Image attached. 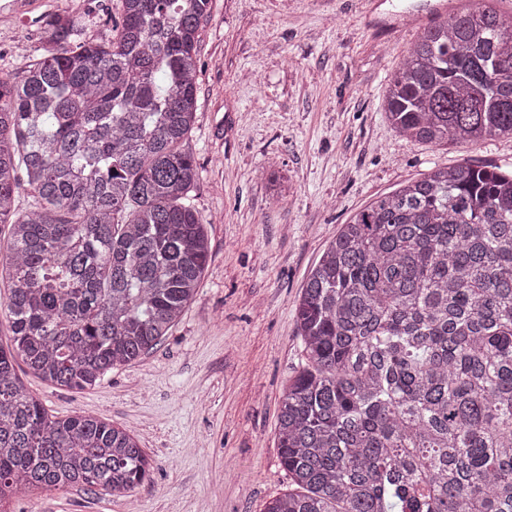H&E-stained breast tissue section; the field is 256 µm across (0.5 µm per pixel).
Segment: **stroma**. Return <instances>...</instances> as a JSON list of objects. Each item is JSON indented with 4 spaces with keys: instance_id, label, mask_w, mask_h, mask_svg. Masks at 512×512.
Here are the masks:
<instances>
[{
    "instance_id": "1",
    "label": "stroma",
    "mask_w": 512,
    "mask_h": 512,
    "mask_svg": "<svg viewBox=\"0 0 512 512\" xmlns=\"http://www.w3.org/2000/svg\"><path fill=\"white\" fill-rule=\"evenodd\" d=\"M427 0H212L198 47L191 200L211 258L170 336L91 390L21 379L58 417L132 430L155 463L115 498L81 488L17 495L12 512H263L288 490L277 414L304 361L300 289L342 224L438 167L512 170V137L427 147L390 125L391 74ZM66 11L107 39L116 0H25L0 18V77L42 52L40 17Z\"/></svg>"
}]
</instances>
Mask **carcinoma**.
Listing matches in <instances>:
<instances>
[{"mask_svg":"<svg viewBox=\"0 0 512 512\" xmlns=\"http://www.w3.org/2000/svg\"><path fill=\"white\" fill-rule=\"evenodd\" d=\"M210 3L119 0L99 42L57 13L44 54L0 78V512L20 491L124 497L150 478L131 430L50 415L17 367L92 389L194 298L210 257L189 199ZM384 110L425 145L512 137V12L424 28ZM295 318L306 359L277 423L291 489L265 512H512V172L436 168L359 211Z\"/></svg>","mask_w":512,"mask_h":512,"instance_id":"1","label":"carcinoma"}]
</instances>
